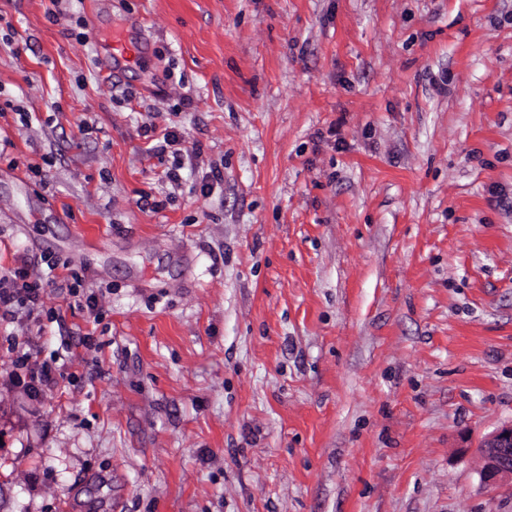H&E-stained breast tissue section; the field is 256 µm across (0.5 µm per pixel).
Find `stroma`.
<instances>
[{
    "mask_svg": "<svg viewBox=\"0 0 512 512\" xmlns=\"http://www.w3.org/2000/svg\"><path fill=\"white\" fill-rule=\"evenodd\" d=\"M15 269L0 512H512V0H0ZM27 274L23 270L13 272L11 278L0 276V309L15 313L12 308L27 309L29 315L38 301L37 289L26 281ZM32 306V307H31ZM56 371H58V376L61 377L63 373L61 368L56 370L54 366L48 363H44L37 368L32 367L28 355L19 352L12 360V370L9 375L12 381L20 385L23 384L32 397H38L46 388L56 384ZM482 460L481 478L484 482L512 481V424L501 427L487 439L482 448Z\"/></svg>",
    "mask_w": 512,
    "mask_h": 512,
    "instance_id": "obj_1",
    "label": "stroma"
}]
</instances>
